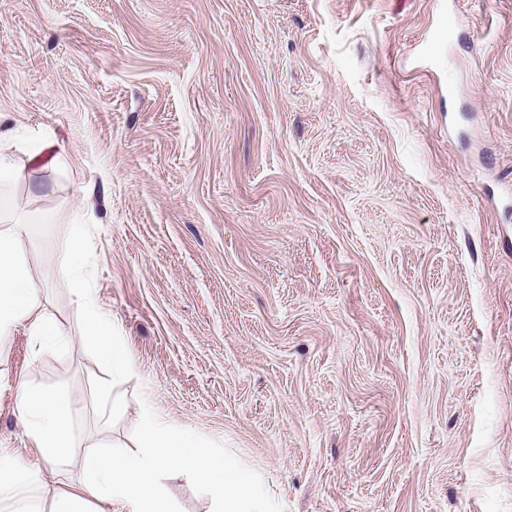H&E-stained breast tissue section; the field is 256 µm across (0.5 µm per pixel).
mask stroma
Instances as JSON below:
<instances>
[{
  "label": "stroma",
  "mask_w": 512,
  "mask_h": 512,
  "mask_svg": "<svg viewBox=\"0 0 512 512\" xmlns=\"http://www.w3.org/2000/svg\"><path fill=\"white\" fill-rule=\"evenodd\" d=\"M2 125L58 159L0 186L64 334L0 349L72 404L43 512L145 400L274 512H512V0H0ZM78 275L132 363L107 424Z\"/></svg>",
  "instance_id": "stroma-1"
}]
</instances>
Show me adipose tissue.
Returning a JSON list of instances; mask_svg holds the SVG:
<instances>
[{
	"label": "adipose tissue",
	"instance_id": "1",
	"mask_svg": "<svg viewBox=\"0 0 512 512\" xmlns=\"http://www.w3.org/2000/svg\"><path fill=\"white\" fill-rule=\"evenodd\" d=\"M19 331L27 333L37 351L61 336L57 323L38 309L22 240L0 232V343ZM83 342L111 368L113 376L130 371L122 339L106 314H89ZM7 390L38 453L23 460L12 449L0 448V508L41 512L43 466L57 461L70 445L71 405L26 380L12 386L0 380V393ZM138 430L141 452H88L78 488L60 493L52 512H173L160 482L162 473L172 468L207 482L214 496L213 512H272L259 476L234 457L211 454L203 436L169 423L147 404L141 407Z\"/></svg>",
	"mask_w": 512,
	"mask_h": 512
}]
</instances>
